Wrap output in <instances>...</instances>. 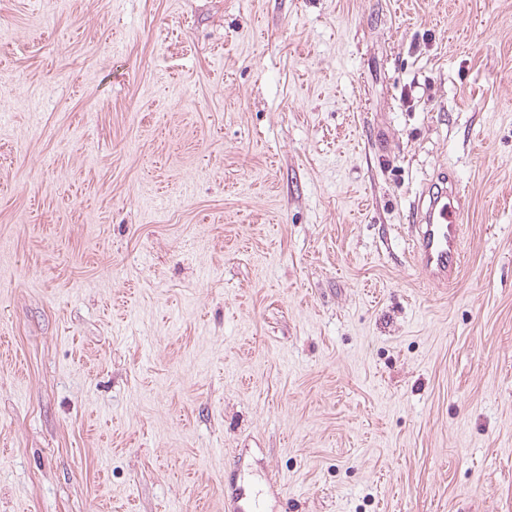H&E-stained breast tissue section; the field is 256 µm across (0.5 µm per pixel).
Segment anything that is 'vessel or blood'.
I'll use <instances>...</instances> for the list:
<instances>
[{"mask_svg":"<svg viewBox=\"0 0 512 512\" xmlns=\"http://www.w3.org/2000/svg\"><path fill=\"white\" fill-rule=\"evenodd\" d=\"M465 198L456 180L422 192L415 213L412 257L428 283H453L463 259L462 214Z\"/></svg>","mask_w":512,"mask_h":512,"instance_id":"b4317fda","label":"vessel or blood"}]
</instances>
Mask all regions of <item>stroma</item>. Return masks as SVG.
<instances>
[{
	"instance_id": "35a3bbf8",
	"label": "stroma",
	"mask_w": 512,
	"mask_h": 512,
	"mask_svg": "<svg viewBox=\"0 0 512 512\" xmlns=\"http://www.w3.org/2000/svg\"><path fill=\"white\" fill-rule=\"evenodd\" d=\"M234 469L512 512V0H0V512H224ZM464 203L459 183L450 177L447 180L442 177V186L430 184L420 196L416 224L411 225L412 257L428 283L434 286L453 283L461 267Z\"/></svg>"
}]
</instances>
